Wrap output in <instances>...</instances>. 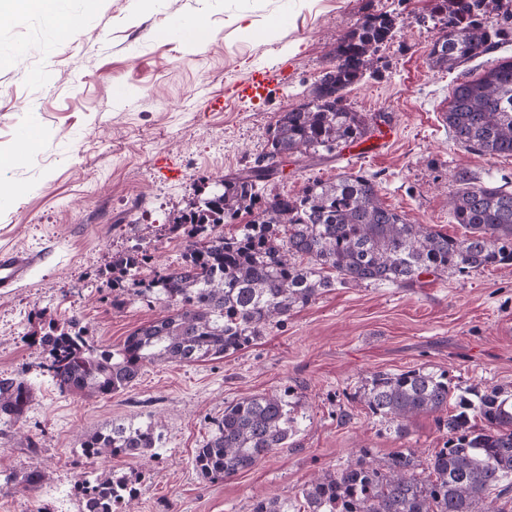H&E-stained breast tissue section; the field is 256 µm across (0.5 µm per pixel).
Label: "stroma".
<instances>
[{"label":"stroma","mask_w":512,"mask_h":512,"mask_svg":"<svg viewBox=\"0 0 512 512\" xmlns=\"http://www.w3.org/2000/svg\"><path fill=\"white\" fill-rule=\"evenodd\" d=\"M63 8L77 17L65 39L33 8L0 23V56L13 59L0 67V155L14 151L20 130L40 133L35 151L0 168L10 188L0 197V249L45 256L0 295V378L30 382L15 430L40 442L32 454L0 440V512H81L77 483L113 473L140 483L132 512H251L271 495L297 508L306 483L361 449L384 460L416 448L425 460L442 447L434 416L401 438L368 413L358 392L373 373L428 367L467 388L512 387L510 264L424 275L404 288L339 286L224 358L148 365L112 397L60 392L41 367L38 312L77 319L91 341L112 347L158 317L160 306L137 299L112 307L105 283L114 258L140 246L151 267L177 266L184 245L170 239V218L265 152L279 112L302 102L331 67L337 36L365 12L392 15L400 28L377 54V78L352 86L346 102L390 122L334 159L289 167L267 193L293 195L307 181L359 171L374 177L384 205L459 237L454 172L512 181V157L465 149L445 122L456 85L512 57V45L452 70L433 67L429 0H100L91 13L65 0ZM200 24L201 44L192 36ZM264 72L262 97H238ZM215 99L221 108L209 109ZM265 392L284 395L301 422L292 447L224 481L202 479L194 455L225 405ZM115 421L158 423L157 455L86 459L82 438ZM34 463L46 474L38 489L4 484Z\"/></svg>","instance_id":"1"}]
</instances>
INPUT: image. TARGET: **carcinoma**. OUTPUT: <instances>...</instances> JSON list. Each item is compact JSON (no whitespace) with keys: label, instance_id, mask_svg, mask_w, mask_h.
Wrapping results in <instances>:
<instances>
[{"label":"carcinoma","instance_id":"cac0c4a2","mask_svg":"<svg viewBox=\"0 0 512 512\" xmlns=\"http://www.w3.org/2000/svg\"><path fill=\"white\" fill-rule=\"evenodd\" d=\"M496 2L497 20L489 22L485 0H432L430 19L441 23L432 65L450 70L512 43V0ZM396 27L394 18L367 13L336 38L335 64L327 71L332 91L320 79L303 103L279 113L255 165L222 178L221 194L192 200L173 219L170 232L186 242L176 267L146 274L149 256L138 250L112 262L113 308L138 299L162 304L168 314L144 322L113 349L89 342L77 320L39 312L43 368L61 392L112 396L132 388L150 364L222 358L338 285L405 287L423 274L469 275L512 264V189L462 171L455 174L461 188L451 203L454 223L465 229L460 238L411 223L385 206L376 182L359 172L309 180L294 196L263 194L265 184L283 174L284 159H328L387 121L384 112L350 109L344 91L378 72L375 56ZM445 121L466 149L512 156V58L478 80L460 82ZM241 214L249 220L236 233L218 231ZM31 397L26 380L0 379V437L23 418ZM359 401L401 438L422 415L435 416L448 438L425 463L414 448L381 462L361 450L356 461L304 485L305 512H512L511 389L461 388L448 372L421 367L373 374ZM297 431L285 396L243 398L224 407L196 449L195 469L204 480H224L288 447ZM161 441L152 423L114 422L85 436L81 448L88 459L145 458ZM44 480L35 466L20 483L36 489ZM76 492L83 512H123L138 488L127 476H111L84 480ZM252 512H289L288 502L259 499Z\"/></svg>","mask_w":512,"mask_h":512}]
</instances>
